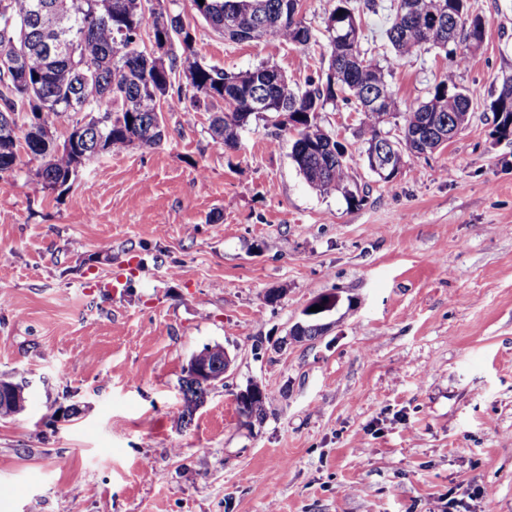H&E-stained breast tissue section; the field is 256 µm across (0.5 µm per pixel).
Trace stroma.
<instances>
[{
    "label": "stroma",
    "instance_id": "obj_1",
    "mask_svg": "<svg viewBox=\"0 0 512 512\" xmlns=\"http://www.w3.org/2000/svg\"><path fill=\"white\" fill-rule=\"evenodd\" d=\"M470 4L484 35L457 81L476 99L439 151L386 183L361 114L321 113L362 205L305 181L281 112L231 152L208 113L167 111L161 146L95 158L72 189H44L34 160L0 178V379L27 394L0 419V512H512V140L490 111L512 0ZM173 9L207 63L298 84L320 67ZM447 66L435 48L401 60L402 108ZM299 323L321 331L293 339ZM214 344L231 368L180 423L183 370ZM253 383L266 415L247 425Z\"/></svg>",
    "mask_w": 512,
    "mask_h": 512
}]
</instances>
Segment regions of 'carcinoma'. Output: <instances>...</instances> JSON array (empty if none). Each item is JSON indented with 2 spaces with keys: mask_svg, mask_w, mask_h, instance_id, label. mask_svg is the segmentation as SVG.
Segmentation results:
<instances>
[{
  "mask_svg": "<svg viewBox=\"0 0 512 512\" xmlns=\"http://www.w3.org/2000/svg\"><path fill=\"white\" fill-rule=\"evenodd\" d=\"M213 31L233 42L278 41L303 51L318 40L302 16V0H191ZM147 0H0V176L21 170L22 156L39 162L36 175L45 189L71 188L79 160L110 155L138 145L155 148L166 137L162 110L211 113L212 139L234 151L240 131L255 112L250 99L268 100L270 111L286 112L296 131L291 158L306 182L321 193L341 192L359 206L364 196L352 190L346 147L318 123L326 108L343 107L364 114L358 136L369 151L399 130L402 159L426 158L442 148L448 131L428 147L430 126L464 129L474 94L444 76L430 97L405 111L387 76L397 62L422 50L445 52L454 73L466 59L469 44L483 39L484 21L470 11L468 0H390L386 37L392 57L380 61L362 48L361 16L378 12V0H336L325 20L328 65L294 87L277 67L261 64L245 72L227 71L203 61L195 36L183 16L160 6L145 12ZM70 19L68 47L50 52L54 13ZM452 25H444L442 21ZM352 42L340 41L350 22ZM167 44L156 59L139 47L144 27ZM338 76L331 77L332 72ZM382 99L381 109L368 104ZM494 133L512 138V75L502 79L491 105ZM68 125L58 141L55 129ZM224 357V346L206 345L193 355L199 364ZM247 409L265 417L266 395L256 383ZM183 422L203 404L208 388L189 376L181 379Z\"/></svg>",
  "mask_w": 512,
  "mask_h": 512,
  "instance_id": "obj_1",
  "label": "carcinoma"
}]
</instances>
